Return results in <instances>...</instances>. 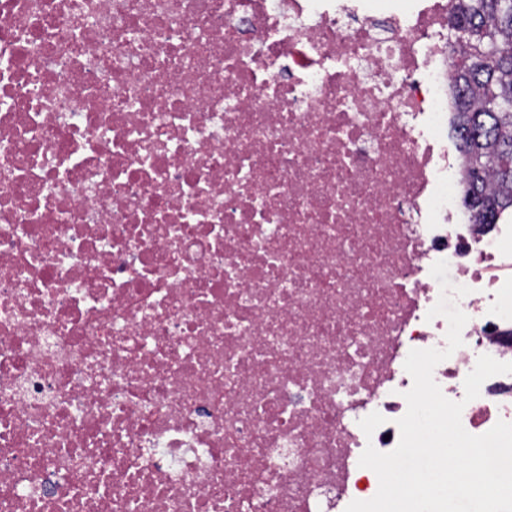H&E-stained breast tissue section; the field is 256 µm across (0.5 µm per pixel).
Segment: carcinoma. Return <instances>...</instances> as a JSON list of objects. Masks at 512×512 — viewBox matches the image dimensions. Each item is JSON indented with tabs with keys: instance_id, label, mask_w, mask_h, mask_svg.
<instances>
[{
	"instance_id": "cac0c4a2",
	"label": "carcinoma",
	"mask_w": 512,
	"mask_h": 512,
	"mask_svg": "<svg viewBox=\"0 0 512 512\" xmlns=\"http://www.w3.org/2000/svg\"><path fill=\"white\" fill-rule=\"evenodd\" d=\"M451 2L452 125L465 158V194L482 210L479 223L496 224L512 211V112L488 99L512 97V13L501 0ZM488 44L498 48L496 57L483 52Z\"/></svg>"
}]
</instances>
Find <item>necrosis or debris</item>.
Listing matches in <instances>:
<instances>
[{"label":"necrosis or debris","instance_id":"4bbe7bcc","mask_svg":"<svg viewBox=\"0 0 512 512\" xmlns=\"http://www.w3.org/2000/svg\"><path fill=\"white\" fill-rule=\"evenodd\" d=\"M447 0H0V512L373 498L433 372L512 423V224L456 207ZM384 422L365 435L362 419Z\"/></svg>","mask_w":512,"mask_h":512}]
</instances>
